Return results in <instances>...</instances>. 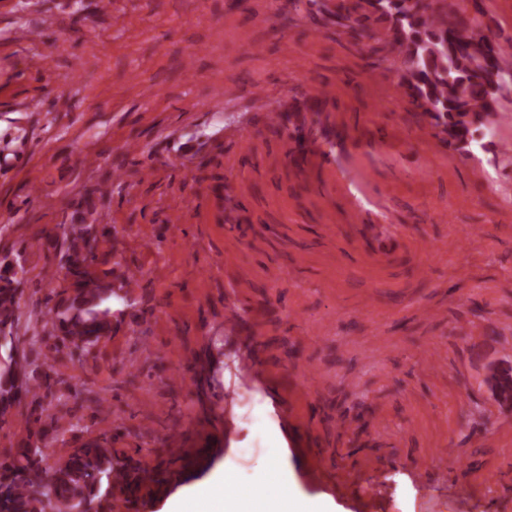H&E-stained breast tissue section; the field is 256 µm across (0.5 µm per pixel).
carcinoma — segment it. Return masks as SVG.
Instances as JSON below:
<instances>
[{
	"instance_id": "1",
	"label": "carcinoma",
	"mask_w": 512,
	"mask_h": 512,
	"mask_svg": "<svg viewBox=\"0 0 512 512\" xmlns=\"http://www.w3.org/2000/svg\"><path fill=\"white\" fill-rule=\"evenodd\" d=\"M336 0L332 16L362 46L384 50L396 66L400 88L421 108L443 135L448 148L471 155L498 144L497 128L509 118L512 99L501 92L503 78L512 76V54L494 29L483 0ZM90 226L64 236L70 267L61 277L59 300L47 316L54 337L63 346L88 351L112 333V272L95 266L97 245L90 244ZM21 279L12 268L0 269V409L19 400L20 393L39 395L50 386L51 367L16 356L20 343L15 328ZM491 381L497 397L512 401V368L495 371ZM46 447L32 443L0 464V512H92L95 504L116 489L112 449L97 440L74 448L54 469L51 483L41 474Z\"/></svg>"
}]
</instances>
